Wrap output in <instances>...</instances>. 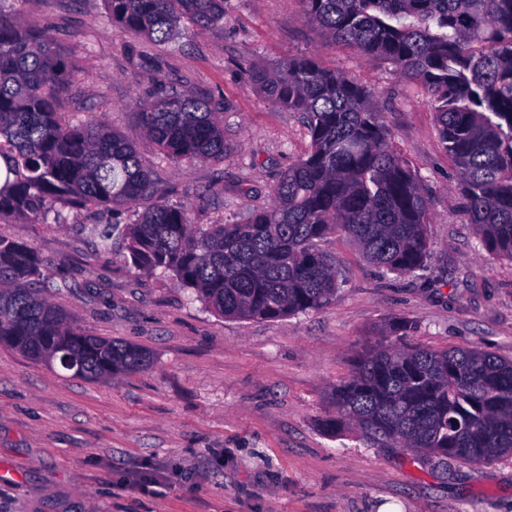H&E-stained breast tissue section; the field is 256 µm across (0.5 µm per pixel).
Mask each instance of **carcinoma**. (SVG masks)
Returning a JSON list of instances; mask_svg holds the SVG:
<instances>
[{
  "label": "carcinoma",
  "mask_w": 512,
  "mask_h": 512,
  "mask_svg": "<svg viewBox=\"0 0 512 512\" xmlns=\"http://www.w3.org/2000/svg\"><path fill=\"white\" fill-rule=\"evenodd\" d=\"M109 20L158 43L183 23L224 24L226 0H106ZM0 0V218L63 223L61 207L133 213L129 224L84 227L95 249L125 241V265L172 275L226 318L276 320L322 308L341 287L329 235L349 236L390 273L424 267L427 194L398 152L375 89L288 57L248 78L277 108L301 115L308 150L272 189V204L243 223L195 224L194 201H173L132 140L92 118L64 122L58 105L73 76L36 23ZM325 38L389 64L419 84L458 172L463 209L485 251L512 260V0H299ZM143 139L171 162L221 161L231 150L224 115L170 88L143 103ZM71 288L44 274L24 243L0 236V344L35 361L69 360L98 379L148 365L146 351L86 334L49 300ZM334 434L354 422L375 443L461 462L512 455V360L475 348L405 343L362 353L333 393Z\"/></svg>",
  "instance_id": "1"
}]
</instances>
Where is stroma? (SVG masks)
<instances>
[{
  "label": "stroma",
  "mask_w": 512,
  "mask_h": 512,
  "mask_svg": "<svg viewBox=\"0 0 512 512\" xmlns=\"http://www.w3.org/2000/svg\"><path fill=\"white\" fill-rule=\"evenodd\" d=\"M38 22L76 81L61 110L95 114L138 138L140 102L165 85L222 106L233 150L224 161L169 163L142 147L170 200L192 197L191 219H245L271 203L282 171L308 148L298 113L274 107L244 71L289 56L375 85L395 146L429 197L431 254L410 276L366 262L340 235L336 301L268 321L224 319L175 277L128 269L123 241L96 252L83 225L130 223L127 211L70 210L62 224L0 219L48 274L67 279L54 303L89 334L146 349V368L90 381L0 346V512H512V457L462 463L372 444L354 425L321 423L359 354L386 340L477 348L512 360V261L482 250L456 190L420 86L380 59L326 42L297 0H227L222 25L181 27L168 43L131 37L105 0H21L18 22Z\"/></svg>",
  "instance_id": "obj_1"
}]
</instances>
